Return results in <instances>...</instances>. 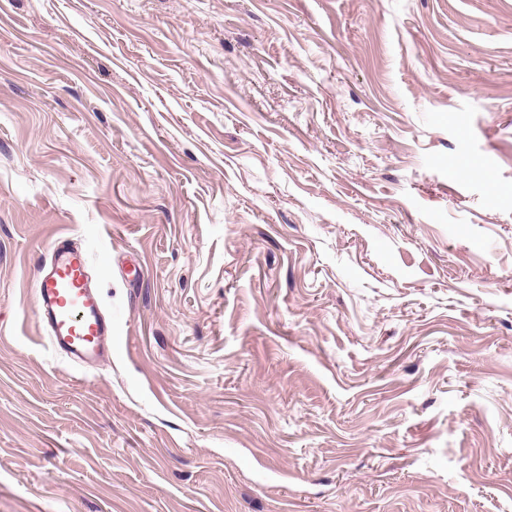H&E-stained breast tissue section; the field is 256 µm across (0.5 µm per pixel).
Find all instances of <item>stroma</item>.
<instances>
[{
    "instance_id": "1",
    "label": "stroma",
    "mask_w": 512,
    "mask_h": 512,
    "mask_svg": "<svg viewBox=\"0 0 512 512\" xmlns=\"http://www.w3.org/2000/svg\"><path fill=\"white\" fill-rule=\"evenodd\" d=\"M0 512H512V0H0ZM83 251L60 241L38 280V311L52 347L83 366L101 360L103 343L112 336L100 296L90 288Z\"/></svg>"
}]
</instances>
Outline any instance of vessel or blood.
Returning a JSON list of instances; mask_svg holds the SVG:
<instances>
[{
    "mask_svg": "<svg viewBox=\"0 0 512 512\" xmlns=\"http://www.w3.org/2000/svg\"><path fill=\"white\" fill-rule=\"evenodd\" d=\"M83 251L57 243L40 271L38 311L52 347L74 362L91 366L101 360L112 334L100 296L90 288Z\"/></svg>",
    "mask_w": 512,
    "mask_h": 512,
    "instance_id": "obj_1",
    "label": "vessel or blood"
}]
</instances>
